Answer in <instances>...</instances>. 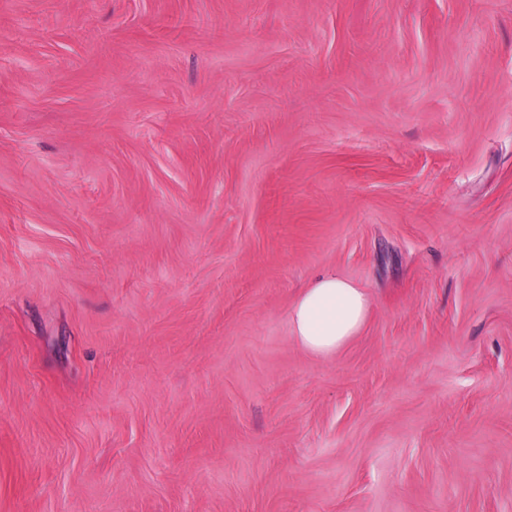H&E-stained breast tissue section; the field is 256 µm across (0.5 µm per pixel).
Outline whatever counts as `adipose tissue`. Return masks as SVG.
Here are the masks:
<instances>
[{"mask_svg": "<svg viewBox=\"0 0 512 512\" xmlns=\"http://www.w3.org/2000/svg\"><path fill=\"white\" fill-rule=\"evenodd\" d=\"M369 308L365 288L336 272H322L291 303L289 331L311 356L329 358L361 333Z\"/></svg>", "mask_w": 512, "mask_h": 512, "instance_id": "adipose-tissue-1", "label": "adipose tissue"}]
</instances>
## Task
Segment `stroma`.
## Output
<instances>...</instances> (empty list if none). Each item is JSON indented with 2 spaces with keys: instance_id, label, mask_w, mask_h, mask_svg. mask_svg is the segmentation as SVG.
<instances>
[{
  "instance_id": "1",
  "label": "stroma",
  "mask_w": 512,
  "mask_h": 512,
  "mask_svg": "<svg viewBox=\"0 0 512 512\" xmlns=\"http://www.w3.org/2000/svg\"><path fill=\"white\" fill-rule=\"evenodd\" d=\"M0 512H512V0H0ZM369 308L365 288L336 271L322 272L291 303L289 331L311 356L329 358L361 333Z\"/></svg>"
}]
</instances>
